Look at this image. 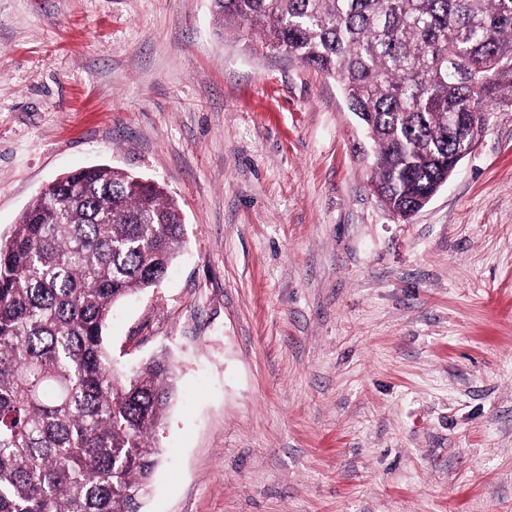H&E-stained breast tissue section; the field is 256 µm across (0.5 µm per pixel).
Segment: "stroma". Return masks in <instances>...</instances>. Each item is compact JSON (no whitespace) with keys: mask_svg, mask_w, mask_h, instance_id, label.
Instances as JSON below:
<instances>
[{"mask_svg":"<svg viewBox=\"0 0 512 512\" xmlns=\"http://www.w3.org/2000/svg\"><path fill=\"white\" fill-rule=\"evenodd\" d=\"M344 92L210 0H0V237L108 164L184 214L112 311L177 381L139 512H512V111L410 220Z\"/></svg>","mask_w":512,"mask_h":512,"instance_id":"stroma-1","label":"stroma"}]
</instances>
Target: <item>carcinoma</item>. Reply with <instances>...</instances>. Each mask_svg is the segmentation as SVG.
<instances>
[{"label":"carcinoma","mask_w":512,"mask_h":512,"mask_svg":"<svg viewBox=\"0 0 512 512\" xmlns=\"http://www.w3.org/2000/svg\"><path fill=\"white\" fill-rule=\"evenodd\" d=\"M253 53L336 79L375 133L392 212L444 180L469 132L512 110V0H210ZM184 243L164 189L108 165L56 178L0 240V512H132L161 449L174 370L124 378L103 330Z\"/></svg>","instance_id":"cac0c4a2"}]
</instances>
